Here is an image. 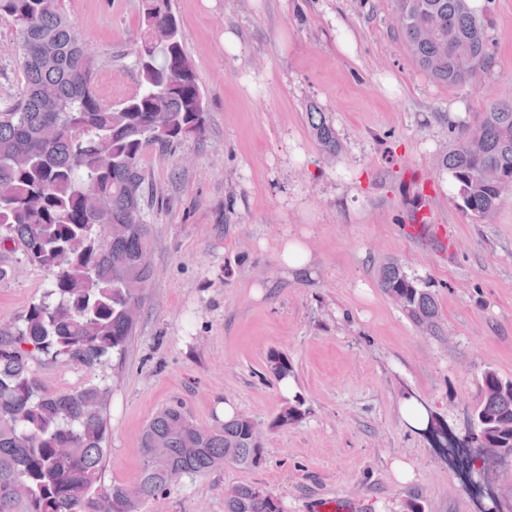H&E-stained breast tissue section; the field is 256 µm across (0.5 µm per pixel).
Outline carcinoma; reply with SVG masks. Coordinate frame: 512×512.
<instances>
[{
	"label": "carcinoma",
	"instance_id": "1",
	"mask_svg": "<svg viewBox=\"0 0 512 512\" xmlns=\"http://www.w3.org/2000/svg\"><path fill=\"white\" fill-rule=\"evenodd\" d=\"M396 19L417 63L436 81L464 83L488 63L484 26L468 0H395ZM134 40L136 92L112 106L94 91L95 61L68 19L65 0H0V20L15 32L22 92L0 104V231L29 263L53 275L52 287L22 322L0 328V512H141L184 477L226 465L256 469L264 446L254 420L237 415L213 427L180 406L158 411L141 436L140 497L125 485L102 484L107 448L108 385L54 391L34 375L30 356L93 369L123 355L152 277V242L144 209L153 200L142 164L203 134L207 105L183 46L171 0H141ZM317 145L336 156L340 144L323 112L307 113ZM462 207L480 219L512 190V104L481 112L459 144L443 155ZM488 170L501 179L490 182ZM383 292L430 336L441 334L434 295L395 263L379 271ZM276 381L293 376L288 359H266ZM471 411L476 434L463 444L484 449L485 465L512 456V378L486 369ZM305 416L302 402L283 406L271 423ZM435 447H448V427L430 423ZM164 448L162 456L150 454ZM255 484L228 488L224 512H274Z\"/></svg>",
	"mask_w": 512,
	"mask_h": 512
}]
</instances>
